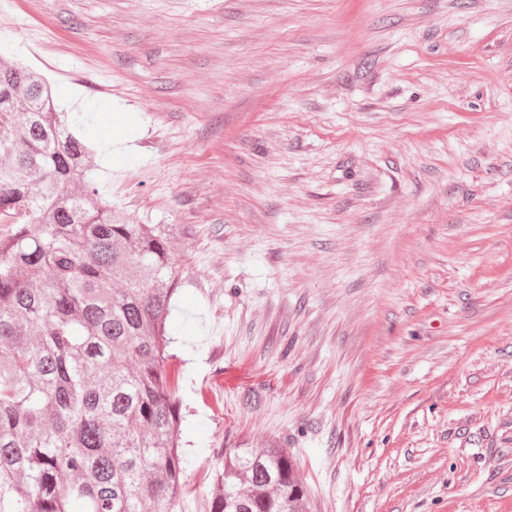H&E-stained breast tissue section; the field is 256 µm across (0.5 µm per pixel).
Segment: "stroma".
Segmentation results:
<instances>
[{
    "label": "stroma",
    "mask_w": 512,
    "mask_h": 512,
    "mask_svg": "<svg viewBox=\"0 0 512 512\" xmlns=\"http://www.w3.org/2000/svg\"><path fill=\"white\" fill-rule=\"evenodd\" d=\"M175 224L176 512L284 448L312 512H512V0H0Z\"/></svg>",
    "instance_id": "1"
}]
</instances>
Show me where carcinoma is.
<instances>
[{
  "mask_svg": "<svg viewBox=\"0 0 512 512\" xmlns=\"http://www.w3.org/2000/svg\"><path fill=\"white\" fill-rule=\"evenodd\" d=\"M0 56V512H175V224L92 178L83 112ZM210 512H310L285 448H226Z\"/></svg>",
  "mask_w": 512,
  "mask_h": 512,
  "instance_id": "1",
  "label": "carcinoma"
}]
</instances>
